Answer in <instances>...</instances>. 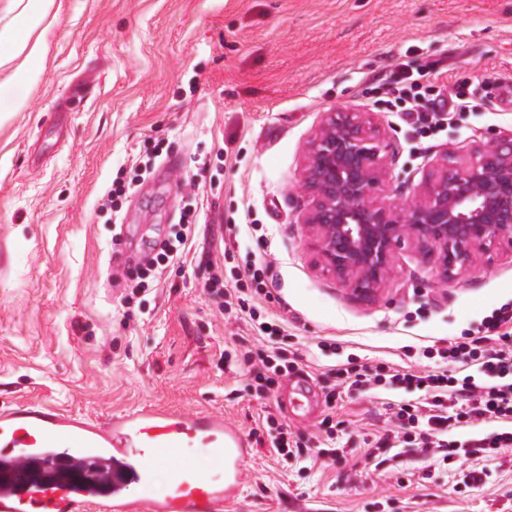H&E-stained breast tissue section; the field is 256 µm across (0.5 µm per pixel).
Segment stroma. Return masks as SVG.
I'll list each match as a JSON object with an SVG mask.
<instances>
[{
  "mask_svg": "<svg viewBox=\"0 0 512 512\" xmlns=\"http://www.w3.org/2000/svg\"><path fill=\"white\" fill-rule=\"evenodd\" d=\"M35 31L39 80L25 106L0 121V403L37 402L101 414L139 406L222 416L247 436L246 479L225 512H512V447L444 466L410 445L381 464L360 449L389 427L394 393L344 399L350 455L307 466L281 461L255 431L267 414L320 436L325 372L356 356L370 366L424 367L440 345L512 302V250L501 248L440 285L436 251L407 244L374 300L353 299L323 272L313 230L301 222L303 150L325 113H372L388 175L380 197L412 188L454 149L512 134V0H54ZM431 75L437 92L479 87L484 105L454 112L420 137L386 111L382 83L397 65ZM97 89L72 95L80 81ZM72 126L58 136L55 106ZM162 139L161 166L133 183L116 222L101 197L119 167ZM41 152L43 166L29 163ZM201 218L184 266L124 305L112 251H152L189 192ZM237 231L234 260L223 240ZM261 261L267 291L302 374L269 396L243 390L224 353L244 323L225 319L204 285L210 262ZM336 340L337 356L316 344ZM483 472L470 483V470Z\"/></svg>",
  "mask_w": 512,
  "mask_h": 512,
  "instance_id": "35a3bbf8",
  "label": "stroma"
}]
</instances>
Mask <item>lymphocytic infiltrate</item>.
<instances>
[{
	"label": "lymphocytic infiltrate",
	"mask_w": 512,
	"mask_h": 512,
	"mask_svg": "<svg viewBox=\"0 0 512 512\" xmlns=\"http://www.w3.org/2000/svg\"><path fill=\"white\" fill-rule=\"evenodd\" d=\"M423 75L397 67L387 84L386 104L390 111L402 113L412 121L418 133L426 134L444 126L449 113L475 108L476 95L459 91L444 97L433 85L422 82ZM197 208H187L173 224L171 236L160 251L145 257L129 286L137 295L147 280L160 279L169 266L181 263L195 234ZM263 267L248 266L239 270L231 284L221 275H213L205 285L206 294L219 300L218 309L234 314L249 324L252 336H278L282 329L272 323L267 311L251 305L246 297L250 287L263 282ZM425 357H439L437 365L423 370L358 364L354 358L331 368L335 385L325 397L330 410L320 423L328 441L341 440L345 426L335 419L342 396L384 389L400 393L391 403L394 423L371 442L366 457L382 450L405 447L418 441L420 447L438 452L443 463H463L470 457L512 447V303L494 309L489 316L463 335L449 339L447 346L424 348ZM225 367L246 366L245 392L270 393L282 373L297 371V361L286 359L284 352L263 348L245 349L225 354ZM263 428L271 435L274 451L283 459L305 462L322 456L301 437L292 435L287 425L271 415L265 416ZM468 429L467 438L449 439L450 431Z\"/></svg>",
	"instance_id": "obj_1"
}]
</instances>
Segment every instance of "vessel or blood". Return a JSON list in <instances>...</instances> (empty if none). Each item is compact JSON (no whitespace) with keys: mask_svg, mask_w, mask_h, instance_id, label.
Returning a JSON list of instances; mask_svg holds the SVG:
<instances>
[{"mask_svg":"<svg viewBox=\"0 0 512 512\" xmlns=\"http://www.w3.org/2000/svg\"><path fill=\"white\" fill-rule=\"evenodd\" d=\"M195 449L212 458L214 474L196 469ZM248 453L244 436L206 411L142 406L94 416L24 403L0 409V512H223ZM162 464L163 498L128 494Z\"/></svg>","mask_w":512,"mask_h":512,"instance_id":"obj_1","label":"vessel or blood"}]
</instances>
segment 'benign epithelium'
I'll return each mask as SVG.
<instances>
[{
    "label": "benign epithelium",
    "instance_id": "benign-epithelium-1",
    "mask_svg": "<svg viewBox=\"0 0 512 512\" xmlns=\"http://www.w3.org/2000/svg\"><path fill=\"white\" fill-rule=\"evenodd\" d=\"M381 152L380 130L362 112L327 113L307 145L305 223L318 231L324 270L355 298L376 296L408 239L437 251L443 286L476 254L512 247V137L474 149L463 165L445 153L406 204L372 199L386 174Z\"/></svg>",
    "mask_w": 512,
    "mask_h": 512
}]
</instances>
